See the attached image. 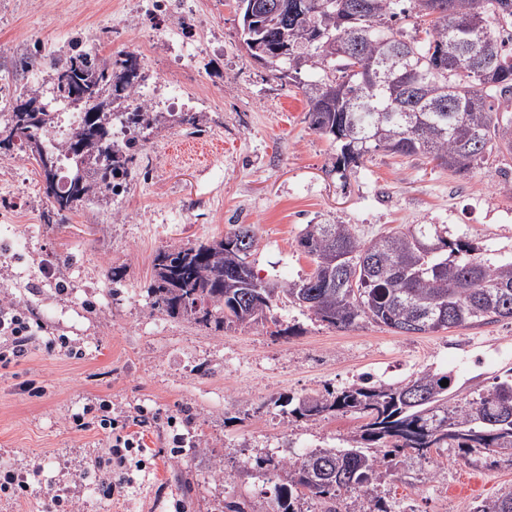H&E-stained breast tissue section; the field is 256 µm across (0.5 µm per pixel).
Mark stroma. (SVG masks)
Masks as SVG:
<instances>
[{"label":"stroma","instance_id":"obj_1","mask_svg":"<svg viewBox=\"0 0 512 512\" xmlns=\"http://www.w3.org/2000/svg\"><path fill=\"white\" fill-rule=\"evenodd\" d=\"M183 37L195 55L177 68L128 0H0V85L52 92L48 64L71 37L103 29L106 58L156 43L150 79L173 88L201 119L142 133L137 176L115 199L57 216L36 162L20 145L0 150V301L19 304L47 334L81 347L34 344L0 371V470L24 474L25 498L0 492V512H46L62 498L81 512H272L286 475L257 460L285 449L351 446L363 418L291 415V397L325 393L371 375L385 384L423 370L453 377L452 404L475 398L512 368V320L402 336L362 321L335 328L280 299L259 325H204L155 309L153 259L175 244L254 225L249 258L262 281L285 286L313 269L298 239L309 224H349L369 240L436 224L484 256L512 258V154L464 176L423 155L383 150L337 171V151L309 123L303 67L279 79L241 40L235 0H194ZM294 335H285V328ZM108 401L118 423L144 420L143 449L129 452L112 499L100 498L92 459L101 430L76 431L73 414ZM512 492V455L455 448L382 462L374 497L398 512H470L473 500ZM374 497L337 501L373 512Z\"/></svg>","mask_w":512,"mask_h":512}]
</instances>
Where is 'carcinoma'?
I'll return each mask as SVG.
<instances>
[{"label":"carcinoma","mask_w":512,"mask_h":512,"mask_svg":"<svg viewBox=\"0 0 512 512\" xmlns=\"http://www.w3.org/2000/svg\"><path fill=\"white\" fill-rule=\"evenodd\" d=\"M357 0H321L323 9L304 11L275 24L260 18L241 34L250 55L283 73L281 64L298 71L311 64L323 76L303 87L311 128L339 148L336 169L360 163L376 149L405 156L425 155L460 175L488 163L493 154L512 153V118L503 119L497 101H512V0H409L424 28L406 36L393 27L399 0H364L367 10L344 19L341 7ZM475 23L456 33L459 18ZM362 29L360 49L344 57L336 44L346 29ZM326 32L317 42L315 31ZM424 36H419V32ZM488 43L499 58L493 72L479 74L460 41ZM286 42L296 56L274 58ZM138 56L122 51L104 59L86 49L81 37L71 40L63 58L51 61L53 99L83 108L78 126L60 150L77 165L68 189H58V166L45 133L54 119L49 103L28 90L15 92L10 112L0 125V149L18 138L29 148L57 214L76 212L92 199L115 196L131 176L135 143L124 151L110 144L112 107L127 99L139 82L131 75ZM383 65L388 81L369 70ZM78 83L72 98L63 78ZM39 112H25L31 104ZM87 138L79 155L74 140ZM439 245L430 257L417 242ZM257 244L249 224H238L220 239L170 246L154 259L149 292L154 308L187 315L196 322L219 325L257 323L273 300L288 299L337 328L369 320L401 335L433 333L466 325L512 320V260L500 261L452 241L433 224L388 232L360 240L347 224H308L298 246L310 257L312 272L286 288H268L252 278L247 288H231ZM449 380L441 386L440 382ZM452 377L422 371L396 386L360 382L322 395L286 400L296 418L326 413L357 414L366 420L358 447L308 448L291 457L268 456L260 465L288 476L276 487L274 512H300L304 497L334 501L343 493L366 496L374 491L381 456L409 450L420 456L433 448L456 447L467 454L485 449L512 450V416L500 414L512 402V369L487 392L465 405L448 406ZM477 512H512V492L483 502Z\"/></svg>","instance_id":"carcinoma-1"}]
</instances>
